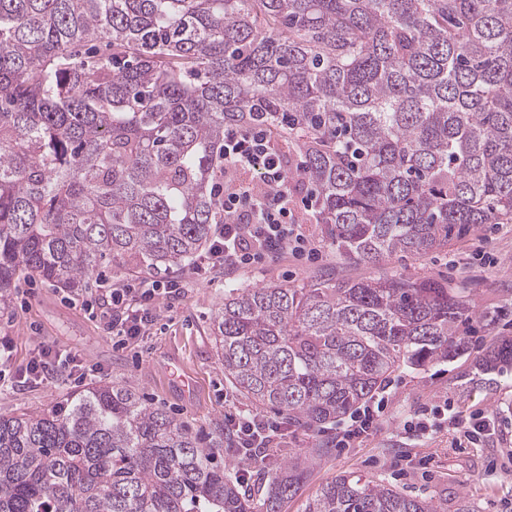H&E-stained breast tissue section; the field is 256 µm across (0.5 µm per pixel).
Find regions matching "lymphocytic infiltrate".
Segmentation results:
<instances>
[{
	"label": "lymphocytic infiltrate",
	"instance_id": "obj_1",
	"mask_svg": "<svg viewBox=\"0 0 512 512\" xmlns=\"http://www.w3.org/2000/svg\"><path fill=\"white\" fill-rule=\"evenodd\" d=\"M220 160L224 178L212 191L224 222L217 225L208 248L198 256L197 269L220 267L231 273L286 254L299 259L314 255L313 242L294 223L293 215L300 205L318 211V195L311 190L305 198H298L300 171L285 164L271 128L253 124L225 128ZM241 170L255 172V179H237ZM178 292V282L152 278L128 288L105 289L112 305L108 327L113 337L123 342L145 335L160 301ZM224 430L236 447L256 448L273 444L282 434V424L238 412L225 415Z\"/></svg>",
	"mask_w": 512,
	"mask_h": 512
}]
</instances>
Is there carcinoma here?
<instances>
[{"mask_svg":"<svg viewBox=\"0 0 512 512\" xmlns=\"http://www.w3.org/2000/svg\"><path fill=\"white\" fill-rule=\"evenodd\" d=\"M293 139L326 241L379 265L512 223V0H0V306L29 276L77 291L106 263L166 275L219 222L224 128ZM296 123L287 131L279 113ZM470 293L382 276L230 288L224 376L313 432L402 369L466 354ZM512 368V339L481 359ZM134 390L100 382L0 415V512H281L319 442L251 492ZM304 512H441L348 474Z\"/></svg>","mask_w":512,"mask_h":512,"instance_id":"obj_1","label":"carcinoma"}]
</instances>
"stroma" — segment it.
<instances>
[{"instance_id": "stroma-1", "label": "stroma", "mask_w": 512, "mask_h": 512, "mask_svg": "<svg viewBox=\"0 0 512 512\" xmlns=\"http://www.w3.org/2000/svg\"><path fill=\"white\" fill-rule=\"evenodd\" d=\"M294 219L318 249L310 261L286 255L234 273L216 270L194 274L182 266L173 274L182 283L179 299L161 304L159 316L144 336L118 344L105 330V317H93L80 295L39 278L19 283L9 307L0 309V344L10 357L0 383V414H39L81 391L67 368L52 378L33 381L24 375L39 348H59L75 355L85 383L118 382L133 386L152 405L165 409L198 437L207 439L235 411L263 413L224 377V367L211 335L212 321L224 303L227 287L253 288L269 284L302 287L319 282L362 280L379 276L412 275L441 279L472 291L478 313L495 315L466 327L469 350L461 358L426 370L393 374L385 396L388 407L377 430L350 448L338 447L340 425L323 432L288 426L279 447L305 456L318 440L332 449L314 460L298 495L282 512H302L308 499L336 476L358 475L396 486L407 495L434 500L445 512H457L469 502L473 512H500L512 501V463L505 452L512 447V373L482 374L479 361L492 339L512 337V224H486L454 239L443 250L417 258L397 255L381 266L344 259L324 241L319 225L311 223L304 207ZM193 377L196 389L184 397L172 372ZM466 419L481 412L496 430L477 446L459 445L449 428L425 435L411 430L415 416L443 400Z\"/></svg>"}]
</instances>
